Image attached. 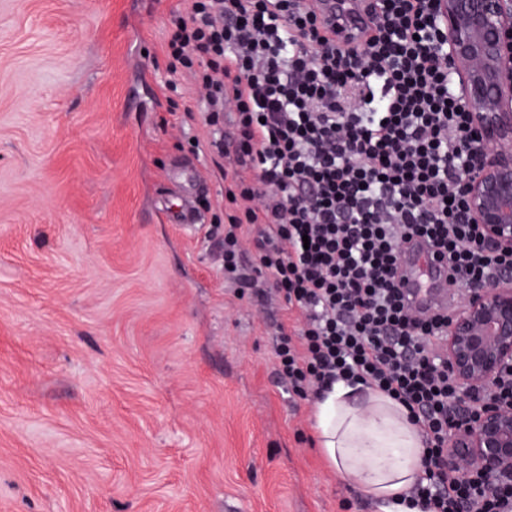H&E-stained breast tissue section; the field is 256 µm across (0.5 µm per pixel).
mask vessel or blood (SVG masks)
Returning a JSON list of instances; mask_svg holds the SVG:
<instances>
[{
    "label": "vessel or blood",
    "mask_w": 512,
    "mask_h": 512,
    "mask_svg": "<svg viewBox=\"0 0 512 512\" xmlns=\"http://www.w3.org/2000/svg\"><path fill=\"white\" fill-rule=\"evenodd\" d=\"M323 9L335 15L336 30L340 37H355L368 22L359 0H325ZM448 268L432 257L426 248H414L407 252V268L403 272L404 294L416 307L424 311L447 313Z\"/></svg>",
    "instance_id": "1"
}]
</instances>
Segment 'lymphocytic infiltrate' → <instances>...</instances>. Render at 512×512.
Listing matches in <instances>:
<instances>
[{
    "label": "lymphocytic infiltrate",
    "instance_id": "f902f5d3",
    "mask_svg": "<svg viewBox=\"0 0 512 512\" xmlns=\"http://www.w3.org/2000/svg\"><path fill=\"white\" fill-rule=\"evenodd\" d=\"M318 3L191 0L166 23L167 69L192 76L204 123L235 126L211 144L228 161L224 271L255 305L276 295L297 313L274 337L280 382L311 401L339 381L376 388L407 408L424 460H441L454 387L438 353L451 319L414 313L396 269L416 240L447 259L452 286L494 276L500 256L464 213L469 130L435 55L436 0H375L355 46L337 42ZM404 501L501 509L444 467Z\"/></svg>",
    "mask_w": 512,
    "mask_h": 512
}]
</instances>
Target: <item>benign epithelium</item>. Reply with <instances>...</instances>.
I'll list each match as a JSON object with an SVG mask.
<instances>
[{
	"label": "benign epithelium",
	"mask_w": 512,
	"mask_h": 512,
	"mask_svg": "<svg viewBox=\"0 0 512 512\" xmlns=\"http://www.w3.org/2000/svg\"><path fill=\"white\" fill-rule=\"evenodd\" d=\"M441 57L452 66L475 137L460 155L465 209L503 252L474 279L443 356L465 414L448 429V467L487 493L512 483V0H438Z\"/></svg>",
	"instance_id": "benign-epithelium-1"
}]
</instances>
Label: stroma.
<instances>
[{
	"label": "stroma",
	"instance_id": "obj_1",
	"mask_svg": "<svg viewBox=\"0 0 512 512\" xmlns=\"http://www.w3.org/2000/svg\"><path fill=\"white\" fill-rule=\"evenodd\" d=\"M189 5L0 0V512H379L278 380L283 302L224 277Z\"/></svg>",
	"mask_w": 512,
	"mask_h": 512
}]
</instances>
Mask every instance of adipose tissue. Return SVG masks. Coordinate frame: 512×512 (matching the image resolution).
Returning a JSON list of instances; mask_svg holds the SVG:
<instances>
[{"instance_id":"ef3b65f1","label":"adipose tissue","mask_w":512,"mask_h":512,"mask_svg":"<svg viewBox=\"0 0 512 512\" xmlns=\"http://www.w3.org/2000/svg\"><path fill=\"white\" fill-rule=\"evenodd\" d=\"M315 431L329 464L362 487L381 512H414L402 495L419 479L423 443L401 404L338 382L316 404Z\"/></svg>"}]
</instances>
